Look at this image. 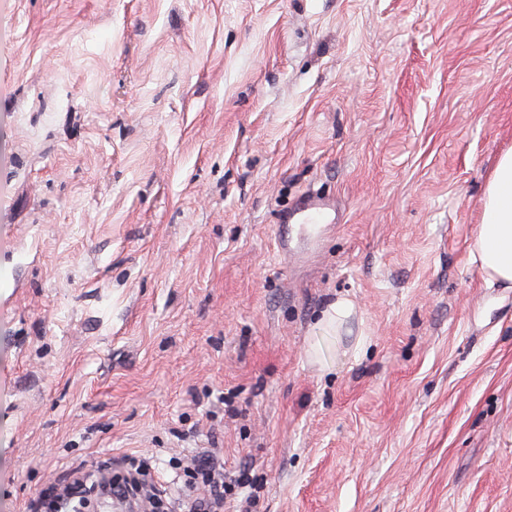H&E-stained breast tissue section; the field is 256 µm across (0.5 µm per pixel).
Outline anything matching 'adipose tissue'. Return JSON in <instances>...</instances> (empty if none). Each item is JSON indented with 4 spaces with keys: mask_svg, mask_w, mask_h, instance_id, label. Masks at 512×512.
Masks as SVG:
<instances>
[{
    "mask_svg": "<svg viewBox=\"0 0 512 512\" xmlns=\"http://www.w3.org/2000/svg\"><path fill=\"white\" fill-rule=\"evenodd\" d=\"M471 258L488 283L512 288V150L501 156L489 178ZM353 313L354 306L346 298L336 300L322 313L314 325L311 344V354L318 362L330 364L323 345L338 341Z\"/></svg>",
    "mask_w": 512,
    "mask_h": 512,
    "instance_id": "ef3b65f1",
    "label": "adipose tissue"
}]
</instances>
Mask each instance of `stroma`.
I'll return each instance as SVG.
<instances>
[{
  "label": "stroma",
  "instance_id": "stroma-1",
  "mask_svg": "<svg viewBox=\"0 0 512 512\" xmlns=\"http://www.w3.org/2000/svg\"><path fill=\"white\" fill-rule=\"evenodd\" d=\"M511 148L512 0H0V512L197 448L264 512H512V288L470 259ZM311 188L341 221L293 263ZM354 313V306L347 298H340L333 302L321 315L314 325L316 330L314 341L311 344V355L323 366L328 367L333 360V355L324 354L322 343L329 342L335 345L340 338V330L343 329L349 318ZM330 345L328 349H330Z\"/></svg>",
  "mask_w": 512,
  "mask_h": 512
}]
</instances>
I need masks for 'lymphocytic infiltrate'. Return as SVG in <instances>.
I'll list each match as a JSON object with an SVG mask.
<instances>
[{"mask_svg": "<svg viewBox=\"0 0 512 512\" xmlns=\"http://www.w3.org/2000/svg\"><path fill=\"white\" fill-rule=\"evenodd\" d=\"M169 465L195 490L178 505L160 488L150 458L124 455L112 464L73 467L48 482L29 501L27 512H90L91 491L100 483L111 498L143 491L152 499L155 512H254L260 502L259 495L250 490V463L229 472L215 449L205 448L189 458L171 459Z\"/></svg>", "mask_w": 512, "mask_h": 512, "instance_id": "f902f5d3", "label": "lymphocytic infiltrate"}]
</instances>
